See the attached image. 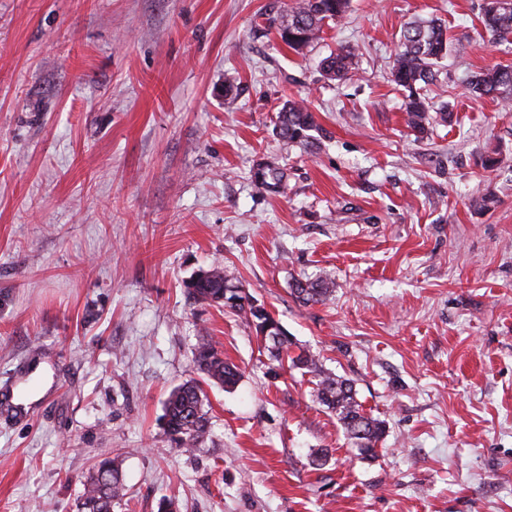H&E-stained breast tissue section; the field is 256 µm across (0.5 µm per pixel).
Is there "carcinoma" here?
<instances>
[{
  "instance_id": "1",
  "label": "carcinoma",
  "mask_w": 512,
  "mask_h": 512,
  "mask_svg": "<svg viewBox=\"0 0 512 512\" xmlns=\"http://www.w3.org/2000/svg\"><path fill=\"white\" fill-rule=\"evenodd\" d=\"M349 0H291L286 18L277 27L280 41L295 53H301L321 38L330 21L344 17ZM481 26L491 42L512 38V8L483 5ZM448 27L437 19H416L404 28L399 38L390 71L391 81L406 90L404 122L410 131L423 134L429 124L431 105L420 95L417 86H428L436 80V67L448 56ZM356 49L342 46L322 61L326 75L336 80L346 78L355 70ZM471 95L509 101L512 99V68H484L467 82ZM317 129L314 113L302 101H288L278 112L276 132L283 145L290 148L308 142V132ZM256 181L274 188L285 178L284 172L265 164L257 165ZM187 292L201 304L227 307L246 321L271 359L283 369L304 370L317 378L319 403L336 415L357 456L372 460L378 456V443L386 434L385 422L365 412L353 382L323 370L310 352H295L288 332L267 309L224 273L223 265L214 261L198 270L184 282ZM292 294L304 304L324 303L331 299L333 287L324 280H295ZM193 364L203 380L191 379L169 395L164 413L167 434L176 447L189 451L208 437L210 421L204 410L205 392L202 383L235 386L240 378L238 367L224 360L221 351L204 336L196 345ZM127 495L119 467L112 458L100 460L86 481L82 512H112V504Z\"/></svg>"
}]
</instances>
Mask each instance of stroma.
<instances>
[{
    "label": "stroma",
    "mask_w": 512,
    "mask_h": 512,
    "mask_svg": "<svg viewBox=\"0 0 512 512\" xmlns=\"http://www.w3.org/2000/svg\"><path fill=\"white\" fill-rule=\"evenodd\" d=\"M483 2L351 0L296 54L290 0H0V388L40 394L0 408V512H78L104 456L113 512H512V105L467 90L512 42L480 37ZM416 16L451 43L426 96L452 118L418 136L390 80ZM294 98L318 128L287 150ZM215 260L353 382L386 424L376 460L311 375L271 378L242 317L187 294ZM319 277L332 300L297 301ZM202 336L241 379L206 386L210 435L183 452L162 415ZM356 56L355 48L341 46L336 52L323 59L322 69L330 78L342 80L355 70Z\"/></svg>",
    "instance_id": "1"
}]
</instances>
